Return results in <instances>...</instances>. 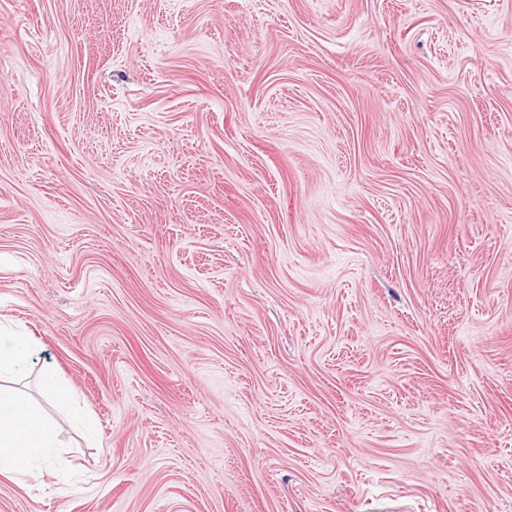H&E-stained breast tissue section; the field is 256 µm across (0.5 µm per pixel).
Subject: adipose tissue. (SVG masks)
<instances>
[{
  "label": "adipose tissue",
  "instance_id": "adipose-tissue-1",
  "mask_svg": "<svg viewBox=\"0 0 512 512\" xmlns=\"http://www.w3.org/2000/svg\"><path fill=\"white\" fill-rule=\"evenodd\" d=\"M58 445L57 426L41 406L0 385V475L26 471L35 463L53 470Z\"/></svg>",
  "mask_w": 512,
  "mask_h": 512
}]
</instances>
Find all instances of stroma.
<instances>
[{"label":"stroma","instance_id":"obj_1","mask_svg":"<svg viewBox=\"0 0 512 512\" xmlns=\"http://www.w3.org/2000/svg\"><path fill=\"white\" fill-rule=\"evenodd\" d=\"M0 323V512H512V0H0ZM0 336V381L4 373L18 370L32 356L34 344L30 336H6L7 343H2ZM42 393L43 398L50 403L67 404L71 400L70 391L58 384L50 371L44 372ZM58 445L57 426L42 408L0 385V475L24 472L35 462L51 472Z\"/></svg>","mask_w":512,"mask_h":512}]
</instances>
